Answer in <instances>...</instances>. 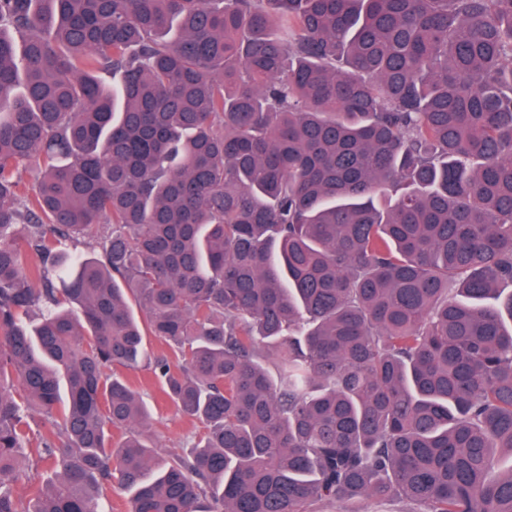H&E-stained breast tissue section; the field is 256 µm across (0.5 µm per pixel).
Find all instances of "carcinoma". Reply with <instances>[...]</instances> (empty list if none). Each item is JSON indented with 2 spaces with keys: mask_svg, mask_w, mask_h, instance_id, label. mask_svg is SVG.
Returning <instances> with one entry per match:
<instances>
[{
  "mask_svg": "<svg viewBox=\"0 0 512 512\" xmlns=\"http://www.w3.org/2000/svg\"><path fill=\"white\" fill-rule=\"evenodd\" d=\"M504 454L512 0H0V512H512ZM127 376L144 388V397L153 417L150 439L160 446L159 452L165 457L170 453H180L195 435V426L163 397L148 371H130Z\"/></svg>",
  "mask_w": 512,
  "mask_h": 512,
  "instance_id": "cac0c4a2",
  "label": "carcinoma"
}]
</instances>
